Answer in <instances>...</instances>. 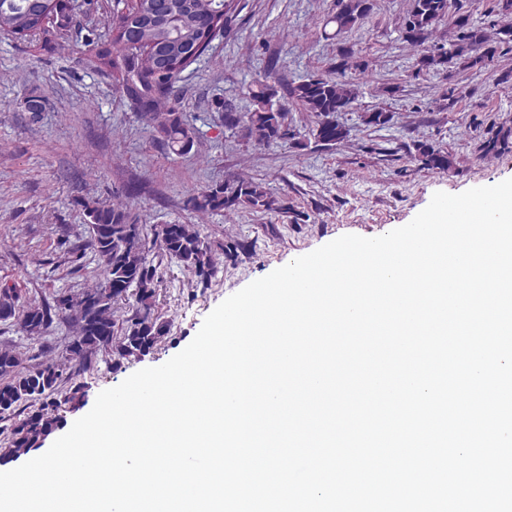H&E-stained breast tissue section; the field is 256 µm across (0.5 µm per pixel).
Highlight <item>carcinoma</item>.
I'll return each mask as SVG.
<instances>
[{
    "label": "carcinoma",
    "instance_id": "cac0c4a2",
    "mask_svg": "<svg viewBox=\"0 0 512 512\" xmlns=\"http://www.w3.org/2000/svg\"><path fill=\"white\" fill-rule=\"evenodd\" d=\"M69 0H0V32L37 36L46 47L59 38V26L71 22ZM232 10V0H134L112 14L111 42L101 45L94 56L95 67L116 74L121 92L133 101L151 122L160 141L175 154H186L194 136L183 115L164 108V103L181 73L209 48L224 30ZM372 10L371 0H337L336 12L325 25L334 27L338 37L362 24ZM448 17V0H412L400 27V38L418 52V69L438 65H461L481 71L492 61L496 46L512 49V0H499L498 18L486 27L474 26L468 16L453 20L446 42L431 43L433 34ZM358 88L346 77V69L332 76L312 75L288 87L289 97L317 118L311 135L320 146H333L347 136L336 121V114L347 111L357 99ZM252 108L235 111L226 101L224 126L243 129L248 140L271 145L288 140V112L277 100L278 90L268 82L250 89ZM512 129H500L484 144L495 152L508 144ZM423 167L447 171L452 166L448 153L428 143L417 145ZM192 208L203 213L226 215L243 209L281 210L283 205L270 189L249 178L234 177L194 193ZM81 207L89 224L87 247L71 254L79 261L92 253L102 266L100 280L73 296L60 293L53 303L29 305L16 316L8 295L0 299V321L17 319L21 332L40 335L53 318L73 320L74 335L67 345V359L88 361L97 352L112 357V368L123 361L151 353L167 334L166 325L155 314L160 296V260L166 258L208 283L217 273L212 246L194 224H160L146 231L130 213L97 200H84ZM21 354L0 350V419L13 414L26 403L41 402L13 425L0 448V459L9 460L41 446L42 441L62 421L59 407L81 398L75 387L63 400H57L61 373L57 363L43 362L23 369Z\"/></svg>",
    "mask_w": 512,
    "mask_h": 512
}]
</instances>
